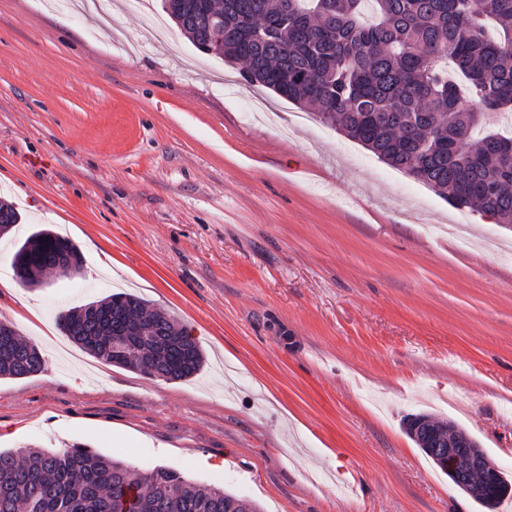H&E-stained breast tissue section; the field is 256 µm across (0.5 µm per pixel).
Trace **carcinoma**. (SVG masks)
Returning <instances> with one entry per match:
<instances>
[{
  "mask_svg": "<svg viewBox=\"0 0 512 512\" xmlns=\"http://www.w3.org/2000/svg\"><path fill=\"white\" fill-rule=\"evenodd\" d=\"M203 54L242 65L244 80L313 108L388 166L403 170L458 210L512 224V135L473 136L478 112L512 109V0H163ZM473 101L475 111L466 105ZM19 222L0 200V234ZM84 258L49 229L31 233L11 259L23 286L43 285L60 259ZM61 333L85 353L167 381L204 367L203 349L175 319L117 292L63 311ZM40 348L19 334L0 342V378L45 370ZM409 437L434 462L453 449L449 478L493 509L512 483L487 456L472 460L464 431L430 415L405 418ZM0 512H260L258 505L167 466L137 471L85 444L0 451Z\"/></svg>",
  "mask_w": 512,
  "mask_h": 512,
  "instance_id": "obj_1",
  "label": "carcinoma"
}]
</instances>
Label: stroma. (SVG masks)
<instances>
[{"instance_id": "stroma-1", "label": "stroma", "mask_w": 512, "mask_h": 512, "mask_svg": "<svg viewBox=\"0 0 512 512\" xmlns=\"http://www.w3.org/2000/svg\"><path fill=\"white\" fill-rule=\"evenodd\" d=\"M0 0V197L84 257L0 291L44 372L0 379V448L83 443L262 512H483L407 436L433 414L512 474V226L451 207L127 0ZM187 326L170 382L58 313L118 290Z\"/></svg>"}]
</instances>
